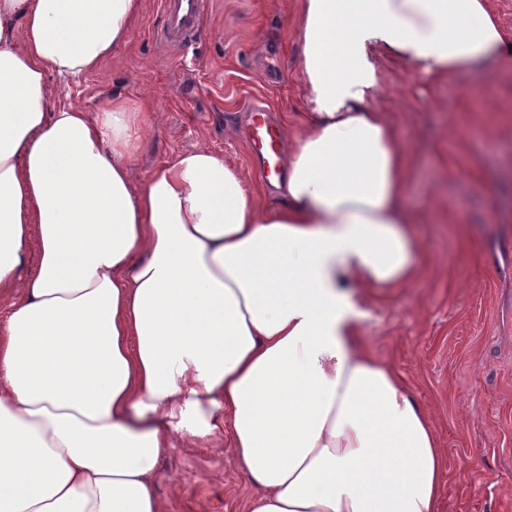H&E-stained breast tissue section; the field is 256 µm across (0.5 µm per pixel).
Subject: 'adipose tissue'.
Segmentation results:
<instances>
[{"label": "adipose tissue", "mask_w": 512, "mask_h": 512, "mask_svg": "<svg viewBox=\"0 0 512 512\" xmlns=\"http://www.w3.org/2000/svg\"><path fill=\"white\" fill-rule=\"evenodd\" d=\"M140 7L0 0V512H163L161 452L217 415L261 489L248 512H434L436 435L359 329L428 261L367 100L374 52L437 76L499 53L488 0H301L315 112L275 209L205 146L134 184L148 120L122 98L49 105V78L98 71Z\"/></svg>", "instance_id": "1"}]
</instances>
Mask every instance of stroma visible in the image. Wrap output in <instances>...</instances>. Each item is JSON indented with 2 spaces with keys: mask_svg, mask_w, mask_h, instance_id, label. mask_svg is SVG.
Here are the masks:
<instances>
[{
  "mask_svg": "<svg viewBox=\"0 0 512 512\" xmlns=\"http://www.w3.org/2000/svg\"><path fill=\"white\" fill-rule=\"evenodd\" d=\"M300 0H208L206 24L179 55L158 43L159 0H143L124 46L72 87L95 110L119 96L153 117L131 163L141 182L172 153L207 145L246 184L263 179L245 134L254 100L287 139L313 106L298 71ZM375 107L408 152L405 206L430 261L421 275L369 299L360 328L428 414L447 458L436 512H512V65L408 78L385 58ZM481 82L482 94L468 88ZM226 433L177 440L158 462L164 512H246L257 494Z\"/></svg>",
  "mask_w": 512,
  "mask_h": 512,
  "instance_id": "1",
  "label": "stroma"
}]
</instances>
